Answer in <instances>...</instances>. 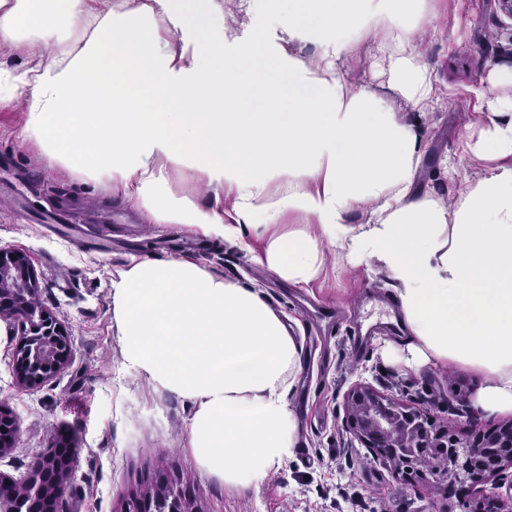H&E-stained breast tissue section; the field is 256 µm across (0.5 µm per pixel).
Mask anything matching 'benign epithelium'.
Listing matches in <instances>:
<instances>
[{"instance_id":"7a95c632","label":"benign epithelium","mask_w":512,"mask_h":512,"mask_svg":"<svg viewBox=\"0 0 512 512\" xmlns=\"http://www.w3.org/2000/svg\"><path fill=\"white\" fill-rule=\"evenodd\" d=\"M39 288L38 275L24 253L0 249V319H10L18 337L12 352L16 381L30 388L60 371L73 350L62 323L19 302L20 295ZM344 408L355 437L396 474L421 475L429 469L441 484L464 480L480 492L484 484L498 482L512 469V423L473 437L459 436L365 382L350 388ZM16 434L14 419L0 408V457L15 446ZM64 444L43 449L22 486L14 482L8 486V478L0 476V512H33L36 502L43 505L41 512H57L58 499L70 483L74 456L73 445L67 440ZM492 447L506 448L508 453L489 462L485 449ZM160 500L169 503L172 512H200L192 499L164 479L132 495L124 512H156L154 505Z\"/></svg>"}]
</instances>
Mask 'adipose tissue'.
Segmentation results:
<instances>
[{
    "label": "adipose tissue",
    "instance_id": "obj_1",
    "mask_svg": "<svg viewBox=\"0 0 512 512\" xmlns=\"http://www.w3.org/2000/svg\"><path fill=\"white\" fill-rule=\"evenodd\" d=\"M288 47L263 26L227 35L216 0H0V43L39 38L26 89L25 131L56 165L86 183L121 189L158 224L230 242L263 230L256 262L295 286L316 280L325 246L350 268L380 264L407 335L383 356L410 369L478 374L477 412L512 413V113L478 120L469 150L493 161L465 181L452 206L416 193L421 142L387 101L351 85L341 62L367 40L392 90L420 106L434 93L414 35L430 0H283ZM82 19L83 36H57ZM165 20L169 40L157 35ZM313 42L315 57L294 52ZM264 58L287 82L260 100L247 63ZM188 169L224 190L216 208L179 194ZM363 210L365 221L349 215ZM309 217L278 231L283 214ZM125 360L157 388L190 399L196 466L229 488H249L286 465L298 422L286 396L303 371L302 347L261 291L179 259L134 260L112 285Z\"/></svg>",
    "mask_w": 512,
    "mask_h": 512
}]
</instances>
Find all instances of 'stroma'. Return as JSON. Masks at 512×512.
Listing matches in <instances>:
<instances>
[{"label":"stroma","instance_id":"obj_1","mask_svg":"<svg viewBox=\"0 0 512 512\" xmlns=\"http://www.w3.org/2000/svg\"><path fill=\"white\" fill-rule=\"evenodd\" d=\"M224 24L242 35L260 23L280 45L288 31L274 0H219ZM416 41L433 72L435 94L418 108L387 86L379 54L366 47L350 57L347 81L388 101L421 138L417 185L452 203L459 178L477 179L491 165L475 160L468 145L488 98L512 100V85H492L495 70L512 69V20L497 0H431ZM491 87L490 97L479 87ZM23 99L0 107V249L23 252L40 279V306L69 331L72 355L37 388L12 374L14 342L0 319V406L19 430L16 448L0 458V474H25L38 452L71 438L73 479L59 512H122L129 496L166 473L195 495L203 512H449L447 494L418 477L394 474L375 462L346 423L344 398L359 381L426 409L466 436L512 421L507 414L474 416L478 375L458 370L409 371L384 362L378 339L405 334L392 301V284L377 267L341 266L326 247L325 268L311 286L298 288L253 261L263 241L248 248L194 229L155 224L121 193L76 179L51 162L24 132ZM177 257L224 278L262 289L272 308L293 326L304 346V372L288 396L300 426L288 464L258 489L237 491L208 478L189 451L190 400L156 388L128 367L112 312L114 279L131 259Z\"/></svg>","mask_w":512,"mask_h":512}]
</instances>
